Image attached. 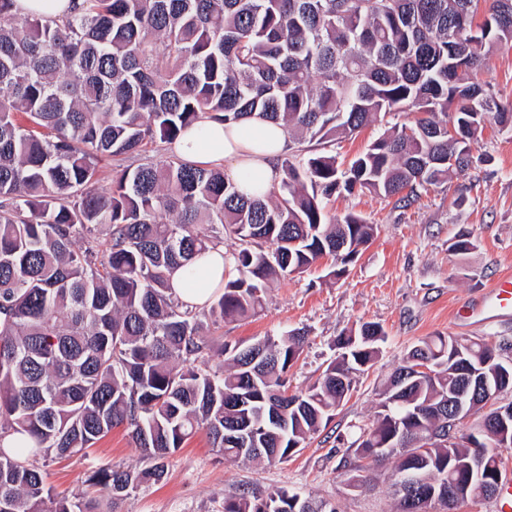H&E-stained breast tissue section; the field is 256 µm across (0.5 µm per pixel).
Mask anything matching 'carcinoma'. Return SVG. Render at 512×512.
Wrapping results in <instances>:
<instances>
[{"mask_svg":"<svg viewBox=\"0 0 512 512\" xmlns=\"http://www.w3.org/2000/svg\"><path fill=\"white\" fill-rule=\"evenodd\" d=\"M512 46V0H71L58 17L18 21L0 0V512H93L44 483L36 458H66L127 426L148 463L99 469L93 484L114 499L160 481L163 459L197 431L224 459L280 462L334 416L353 375L379 353L385 332L364 322L337 339L341 353L306 391L288 393V371L307 334L292 330L216 349L204 330L254 317L278 277L320 259L340 279L373 237V225L329 215L326 202L367 190L411 204L448 173L472 167L488 124L512 128V103L477 81L495 47ZM396 112L344 168L327 147ZM454 114L458 137L448 136ZM259 116L288 131L281 178L247 198L218 167L178 158L112 170L108 157L171 142L203 119ZM454 158L448 164L446 159ZM234 272L223 292L184 303L171 273L189 269L225 238ZM87 244L80 245V240ZM502 348L427 337L394 370L354 454L393 463L392 484L437 489L432 512L484 499L448 495L464 472L448 455L502 458L490 435L448 427V401L470 366L512 386ZM419 357L432 377L412 376ZM251 433L248 452L226 438ZM24 440L9 448L8 435ZM280 489L266 498L235 488L224 512H338Z\"/></svg>","mask_w":512,"mask_h":512,"instance_id":"1","label":"carcinoma"}]
</instances>
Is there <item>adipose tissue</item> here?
<instances>
[{
    "label": "adipose tissue",
    "instance_id": "ef3b65f1",
    "mask_svg": "<svg viewBox=\"0 0 512 512\" xmlns=\"http://www.w3.org/2000/svg\"><path fill=\"white\" fill-rule=\"evenodd\" d=\"M287 142L288 132L283 126L259 118L235 123L206 119L183 132L173 148L176 154L194 164L225 165L228 178L241 193L262 197L280 178L277 159ZM200 265L201 279L197 287H184L183 271H176L171 277L172 288L191 305L205 304L223 283L228 273L223 247L208 251Z\"/></svg>",
    "mask_w": 512,
    "mask_h": 512
}]
</instances>
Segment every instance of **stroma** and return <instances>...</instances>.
Wrapping results in <instances>:
<instances>
[{
	"instance_id": "1",
	"label": "stroma",
	"mask_w": 512,
	"mask_h": 512,
	"mask_svg": "<svg viewBox=\"0 0 512 512\" xmlns=\"http://www.w3.org/2000/svg\"><path fill=\"white\" fill-rule=\"evenodd\" d=\"M479 78L502 101H512V48L490 52ZM480 161L430 188L411 205L398 206L369 192L334 197L330 214H354L373 224L374 236L341 280L328 279V260L275 281L254 318L208 330L214 346L249 343L301 329L304 349L288 372L289 392L306 390L336 358L338 336L362 322L385 331L374 365L354 378L353 390L328 422L287 460L270 465L224 460L205 432L196 433L165 460L160 482L120 499L90 486L99 468H141L146 461L126 426H118L87 456L47 459L39 466L47 486L71 499L93 502L97 512H224L229 488L264 496L285 488L336 504L339 512H395L391 464L370 469L366 488L348 489L344 463L354 462L352 443L373 420L389 377L418 340L453 336L507 346L512 358V312L470 320L453 311L471 306L502 275L512 274V130L487 126L473 149ZM475 247L463 255L449 246L459 231Z\"/></svg>"
}]
</instances>
